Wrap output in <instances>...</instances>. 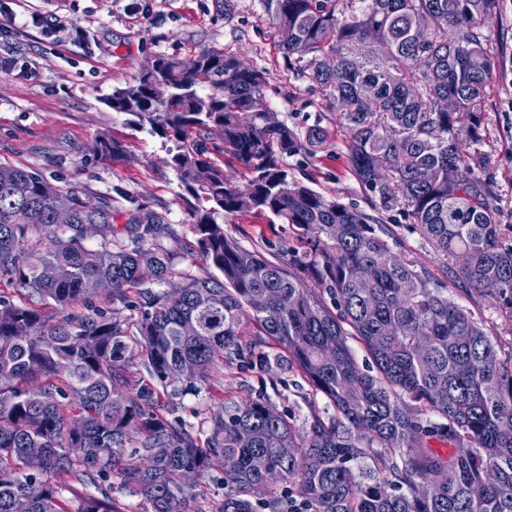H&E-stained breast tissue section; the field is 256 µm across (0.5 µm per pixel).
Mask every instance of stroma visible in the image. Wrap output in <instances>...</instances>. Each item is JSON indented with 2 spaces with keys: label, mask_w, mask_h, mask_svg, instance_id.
Wrapping results in <instances>:
<instances>
[{
  "label": "stroma",
  "mask_w": 512,
  "mask_h": 512,
  "mask_svg": "<svg viewBox=\"0 0 512 512\" xmlns=\"http://www.w3.org/2000/svg\"><path fill=\"white\" fill-rule=\"evenodd\" d=\"M225 1L13 0L24 29L0 38V58L14 64L12 71L0 70V165L37 171L63 196L104 200L118 225L126 223L134 205L144 206L169 226L158 245L169 253L174 273L214 276V268L201 259L186 193L167 163L161 139L136 126L131 115L112 111L106 99L155 54L185 60L204 48H225L266 71V100L280 121L301 131L318 126L329 132L325 148L288 157L292 175L345 205L370 210V195L349 169L339 112L288 65L260 0H229V11ZM62 23L79 27L82 39L59 41L56 28ZM491 46L495 67L482 149L491 161L500 221L512 225V0H500ZM104 135L125 144L123 157L98 158L96 142ZM377 216L393 231L394 250L408 251L427 267L438 266L433 250L401 210H381ZM224 232L269 259L287 258L289 249L299 245L292 226L253 215L225 217ZM245 330L274 368L225 371L213 382L225 401L263 397L299 420L313 407L322 416L332 415L323 399H310L299 374L283 365L278 346L253 323Z\"/></svg>",
  "instance_id": "stroma-1"
}]
</instances>
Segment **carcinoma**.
<instances>
[{"label":"carcinoma","mask_w":512,"mask_h":512,"mask_svg":"<svg viewBox=\"0 0 512 512\" xmlns=\"http://www.w3.org/2000/svg\"><path fill=\"white\" fill-rule=\"evenodd\" d=\"M498 2L261 0L284 58L340 111L350 170L375 204L401 208L471 303L489 299L512 319V234L477 148ZM195 61L186 71L159 54L155 75L114 88L107 104L163 140L201 255L222 277L171 283L170 256L152 248L168 231L161 216L138 206L120 232L106 204L73 195L72 222L55 224L58 189L0 165V280L38 299L0 292V471L11 474L0 512L20 498L28 512H204L200 481L215 473L211 512H512V350L432 269L395 251L378 217L289 174L284 158L329 134L273 119L263 71L226 50ZM197 135L246 170V188ZM96 154L113 161L124 146L103 136ZM242 213L291 225L300 247L275 261L243 248L218 222ZM147 256L169 288L143 287ZM46 265L55 280L41 277ZM248 313L331 417L300 426L263 398L213 401L196 427L171 418L224 368L268 369L245 341ZM30 448L43 453L38 472ZM60 472L80 486L75 507L51 483ZM272 477L285 487L265 499Z\"/></svg>","instance_id":"cac0c4a2"}]
</instances>
